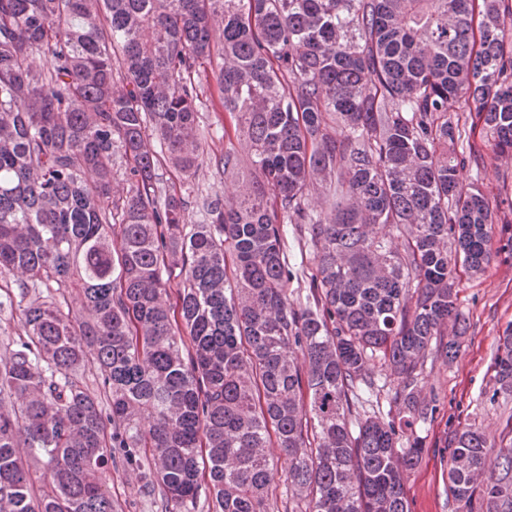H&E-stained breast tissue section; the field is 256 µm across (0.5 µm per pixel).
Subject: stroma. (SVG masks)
Returning a JSON list of instances; mask_svg holds the SVG:
<instances>
[{"label":"stroma","instance_id":"stroma-1","mask_svg":"<svg viewBox=\"0 0 512 512\" xmlns=\"http://www.w3.org/2000/svg\"><path fill=\"white\" fill-rule=\"evenodd\" d=\"M197 124L207 137L209 156L195 179H184L171 165H163L159 176L180 191L188 202L186 224L204 219L203 197L231 199L233 182L224 178L215 161L224 155V108L218 96L204 97ZM486 171L469 166L459 173L462 184L479 183L490 200L500 201L498 222L492 227L491 259L483 273L472 277L458 274L459 306L470 318V330L452 363L428 353L420 382L426 401L436 410L427 422L405 434L401 443L410 447L420 441L423 454L405 482L410 512H453L448 496L449 444L454 433L473 426L489 443L499 444L512 436V394L494 393L493 375L498 339L512 323V207L502 204L512 197V155L485 156ZM112 496L125 512H159L143 485L140 471L118 467L109 475Z\"/></svg>","mask_w":512,"mask_h":512}]
</instances>
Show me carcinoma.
<instances>
[{"label": "carcinoma", "instance_id": "carcinoma-1", "mask_svg": "<svg viewBox=\"0 0 512 512\" xmlns=\"http://www.w3.org/2000/svg\"><path fill=\"white\" fill-rule=\"evenodd\" d=\"M212 90L240 192L188 228L148 140L195 177ZM477 134L512 154V0H0V309L25 329L0 340V512H121L133 462L164 512H279L281 471L289 512H410L422 360L456 358L457 265L489 262ZM376 360L396 421L353 411ZM453 444L454 512H512V438Z\"/></svg>", "mask_w": 512, "mask_h": 512}]
</instances>
